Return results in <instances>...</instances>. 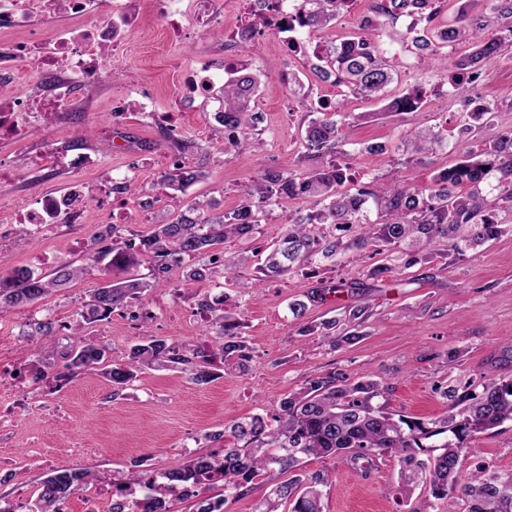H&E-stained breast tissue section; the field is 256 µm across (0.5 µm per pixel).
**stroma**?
<instances>
[{
    "label": "stroma",
    "mask_w": 512,
    "mask_h": 512,
    "mask_svg": "<svg viewBox=\"0 0 512 512\" xmlns=\"http://www.w3.org/2000/svg\"><path fill=\"white\" fill-rule=\"evenodd\" d=\"M184 24L195 29L193 39L166 34L146 14L134 17L125 53L109 81L88 90V108L77 113L73 125L58 129L50 119L36 122L26 144L0 143V158L11 161L15 178L0 195V223L9 226L0 242V273L28 266L47 273L72 262L86 266L87 274L67 288L24 307L0 312V323L15 336L11 348L0 351V370L16 373L19 393L12 407L15 425L0 428V500L27 512L43 479L53 470L68 468L95 474L96 489L111 487L129 469L140 475L160 473L185 463L197 454L220 451L208 441L235 421L256 414L270 415L289 393L299 390L309 375L341 371L353 377L370 376L389 383L388 412L416 419L444 415L448 402L441 387L455 380L480 381L482 376H512V231L482 247L457 256L452 247L439 246L436 257L402 270L382 283L365 280L361 271L375 262L371 249L347 252L335 268L304 271L283 280L252 288L245 296L239 317L251 353L246 369L225 364L219 378L206 384L191 380L180 369L157 368L142 372L132 386L114 392L101 369L82 371L60 390L35 381L32 364L59 347L58 335H29L33 322H69L81 328L84 339L107 349L111 361L122 362L145 335L173 345L188 342L210 345L216 333L200 313L191 293L153 290L142 302L147 322H131L124 315L111 320L83 323L80 313L88 292L104 279L99 265L89 262L92 238L108 225L103 205H91L85 223L58 224L20 240L13 212L39 190H63L70 174L58 172L40 182L28 175L23 149H36L51 139L63 148L91 153L97 163L81 173L88 184L104 180L108 172L135 168L130 199V223L124 235L139 238L154 230L160 216L177 215L189 199L216 202L219 211L238 207L251 180L268 168L304 171L312 160H301L302 135L309 111L328 86L320 82L303 58L287 51V39L268 32L243 58L261 84L258 100L267 103L255 134L260 149H244L225 157L215 146L224 139V128L214 118L216 102L202 96L191 107V119L170 133H163L154 119L136 116L113 126L111 104L130 96L139 86L157 89L155 111H171L181 97L180 74L203 58L221 60L224 45L233 38L232 25L218 29L186 15ZM407 18L387 24L379 41L398 73L389 97L399 96L408 85L424 81L426 99L409 113L384 111L383 105L349 97L347 117L340 126L341 149L353 174L395 177L397 182L423 187L434 171L458 159L456 142L462 105L443 73L427 70L402 46ZM297 69L303 85L291 92L274 77L282 67ZM479 88L497 105L498 129L512 130V54L480 67ZM419 126L439 129L443 147L436 153L405 152L409 133ZM191 139L200 150L184 156L186 165L203 167L206 177L187 193L159 195L150 208L148 222H141L143 193L152 192L166 173L174 154L172 143ZM370 143L385 144V153L367 152ZM334 281L336 292L309 302L307 319L341 318L349 310L365 308L362 336L347 344L332 345L319 336L298 335V324L288 309L291 301L306 300L322 282ZM486 464L512 471V424L482 434L464 467ZM307 472L327 475L323 512H400L396 464L378 461L370 472L346 468L341 459H309Z\"/></svg>",
    "instance_id": "35a3bbf8"
}]
</instances>
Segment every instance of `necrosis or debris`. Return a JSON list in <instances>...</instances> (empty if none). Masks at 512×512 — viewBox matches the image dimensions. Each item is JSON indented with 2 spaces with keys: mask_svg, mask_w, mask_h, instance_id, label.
<instances>
[{
  "mask_svg": "<svg viewBox=\"0 0 512 512\" xmlns=\"http://www.w3.org/2000/svg\"><path fill=\"white\" fill-rule=\"evenodd\" d=\"M138 0H0V29L33 27L48 14L67 12L79 22L65 32L33 42H0V79L11 80L22 73H33L44 86L38 102L49 110L55 121L67 119V107L75 106L85 82L101 80L106 73L104 59L118 55L121 32L127 27ZM150 11L165 22L173 23L184 13L223 23L224 0H146ZM238 63L229 52L218 65L205 64L182 80L183 104L203 95L206 87L222 82L225 72ZM36 102L17 97L0 102V142L20 138L32 124ZM90 162L82 152H60L53 143L28 153L31 172L50 174L62 168L79 171ZM97 197L84 183L76 182L63 192H42L18 209L13 221L41 229L51 224L80 223L89 203Z\"/></svg>",
  "mask_w": 512,
  "mask_h": 512,
  "instance_id": "4bbe7bcc",
  "label": "necrosis or debris"
}]
</instances>
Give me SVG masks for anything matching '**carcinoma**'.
<instances>
[{"mask_svg":"<svg viewBox=\"0 0 512 512\" xmlns=\"http://www.w3.org/2000/svg\"><path fill=\"white\" fill-rule=\"evenodd\" d=\"M354 0H301L305 24L314 32L327 28ZM444 0H381L377 22L350 36L344 42L318 43L312 52H301L309 71L322 82L346 88L353 95L385 100L394 81L395 70L384 58L375 40L386 21L410 19L404 36L406 49L419 60L429 62L448 44L465 42L471 51L459 57H442L448 82L461 98L465 113L460 137L471 132L486 136L484 150L474 155L467 150L452 166L434 173L424 188L385 184L376 178L364 179L351 174L348 164L336 159L339 153L340 125L336 116L344 103L317 101L313 117L304 129L303 157L321 164L302 173L266 169L244 190L240 205L231 212L212 214L213 204L191 200L186 210L154 231L131 242L121 234L120 226L110 224L91 240L90 260L106 262L108 272L126 273L124 278H106L89 291L80 313L83 321L95 323L111 319L125 311L147 291L171 286L169 272L175 266L185 270L183 286L202 288L217 277L236 288H252L265 280L286 277L322 262L336 263L347 251L373 248L376 254L392 251L395 261L375 262L364 270L366 279L382 282L402 269L425 263L443 240L452 242L459 254L498 239L511 230L499 214L486 206L481 186L496 180L495 189L501 209L512 211V130L495 128L496 104L482 99L475 87V74L483 63L502 55L512 45V0H496V20L468 15L461 5L456 23L439 22ZM259 82L239 66L224 85L212 90L219 102L218 121L224 127V145L228 154L236 148H260L254 136L259 113L252 111ZM426 88L417 83L385 105L388 112H414L424 102ZM415 151L433 153L444 137L430 127H417L410 133ZM488 170H483V167ZM204 178L202 168L175 167L160 180L166 191L183 193ZM471 187L460 195L457 188ZM301 199L309 204L305 211L284 209L288 200ZM374 201L384 213L380 223L365 220V209ZM270 206L283 209L288 224L281 238L266 248L264 259L254 267L252 282H243L239 270L249 263L250 243L259 233V216ZM320 224L331 227L329 234L315 231ZM235 240L244 245L226 257L222 245ZM149 259L150 280L132 275V270ZM87 267L63 263L49 274H40L27 266H18L0 276V308L33 303L55 288L85 274ZM181 286V287H183ZM173 287V286H171ZM180 286L173 292H181ZM201 312L217 329V345H171L166 340L148 337L134 346L122 363L104 364L105 352L98 345L79 337L62 355L63 366L47 355L36 368L35 379L51 377L55 385L69 381L87 369L105 366L104 374L117 390L135 381L145 369L158 366L191 372L196 383H209L218 377L224 363L235 360L238 367L250 359V348L241 335L237 317L238 297L222 292L203 293L197 300ZM364 314L351 309L344 319L306 322L298 329L301 336L317 335L332 344L350 343L361 337L353 322ZM388 385L369 376L351 378L340 371L315 373L303 387L288 394L270 417L256 414L230 427L229 433L207 435L214 441L233 437V446L224 453L197 456L163 473V481L145 480L130 473L112 483L122 495L133 484L145 488L141 501L117 500L112 512H173L172 496L185 500L198 498L195 512H223L231 497L239 498L260 478L269 491L257 504L256 512H280L290 502L291 512H322L321 487L327 478L320 472L308 473L306 459L337 455L347 464L364 469L379 459L389 458L398 467L400 494L412 497L421 484L429 485L425 498L411 512H437L438 504L463 497L468 512H512V471L500 472L479 465L468 473L463 461L470 443L477 437L507 422L512 423V377H487L476 383L459 381L440 389L450 404L446 415L434 420L398 418L386 411L381 402ZM438 438L435 444L424 441ZM96 476L83 471L57 469L46 477L29 512H63L62 505L77 491H84ZM224 488V497L208 495L213 488Z\"/></svg>","mask_w":512,"mask_h":512,"instance_id":"carcinoma-1","label":"carcinoma"}]
</instances>
